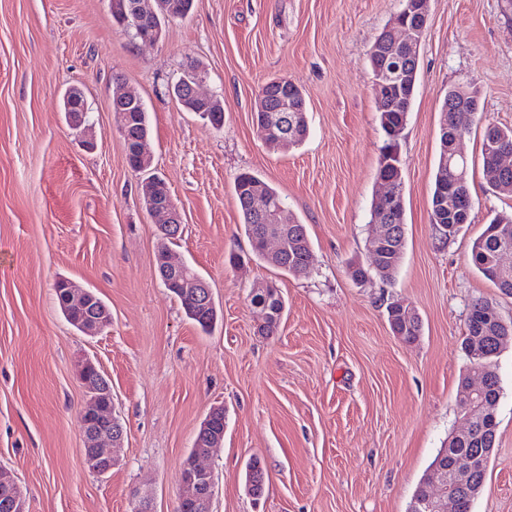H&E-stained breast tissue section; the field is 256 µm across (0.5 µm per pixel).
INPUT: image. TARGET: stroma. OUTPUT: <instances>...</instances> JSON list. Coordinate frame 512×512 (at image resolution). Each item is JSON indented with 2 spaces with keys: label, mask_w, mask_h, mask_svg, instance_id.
Listing matches in <instances>:
<instances>
[{
  "label": "stroma",
  "mask_w": 512,
  "mask_h": 512,
  "mask_svg": "<svg viewBox=\"0 0 512 512\" xmlns=\"http://www.w3.org/2000/svg\"><path fill=\"white\" fill-rule=\"evenodd\" d=\"M402 0H194L161 40H132L108 0H0V467L27 512H175L179 471L209 411L224 409V442L208 463L212 512H408L416 486L465 417L458 386L472 302L512 320L505 295L471 262L474 240L512 195L482 174V129L512 127V9L506 0H429L411 110L399 139L406 246L392 284L354 283L367 261L384 135L368 51ZM196 66L200 89L224 104L216 128L173 87ZM285 77L304 93L309 134L266 146L254 111L261 86ZM83 88L87 130L65 121L62 96ZM139 93L152 172L183 218L171 250L209 283L221 318L188 319L155 268L160 240L141 178L125 161L111 110L117 87ZM477 92L459 143L469 168L470 222L441 240L429 222L449 89ZM93 135L95 151L83 145ZM249 171L307 227L312 265L294 276L251 253L234 191ZM67 278L112 314L88 336L62 315ZM275 283L285 301L276 335L258 334L251 290ZM422 320L394 336L386 306ZM97 362L112 385L124 438L106 474L82 453L78 370ZM501 382L496 448L471 512H512V342ZM259 458L265 494L245 470Z\"/></svg>",
  "instance_id": "obj_1"
}]
</instances>
